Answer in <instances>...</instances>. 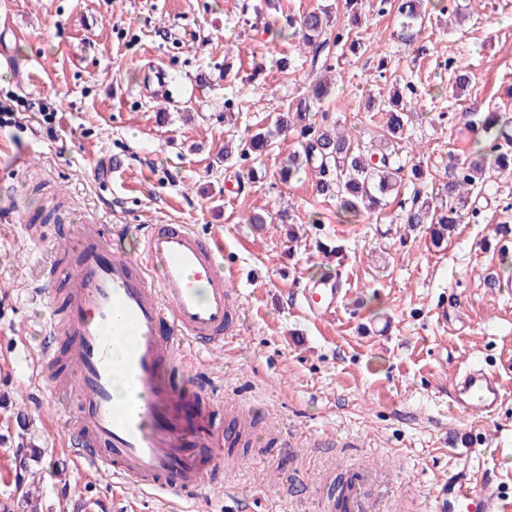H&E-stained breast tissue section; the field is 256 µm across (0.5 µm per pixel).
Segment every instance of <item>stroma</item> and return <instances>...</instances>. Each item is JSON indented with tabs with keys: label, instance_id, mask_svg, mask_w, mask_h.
<instances>
[{
	"label": "stroma",
	"instance_id": "1",
	"mask_svg": "<svg viewBox=\"0 0 512 512\" xmlns=\"http://www.w3.org/2000/svg\"><path fill=\"white\" fill-rule=\"evenodd\" d=\"M325 8L328 37L361 48L301 50L287 17ZM394 5L358 0H0V512H114L112 484L80 470L63 431L79 412L69 390L34 380L51 313L41 293L66 225L188 224L222 233L243 310L235 339L194 366L220 403L253 408L269 434L226 448L231 471L192 512H335L327 482L370 473L376 512H439L436 493L467 474L512 499V171L474 191L478 218L442 247L408 229L411 175L368 217L345 218L317 195L315 174L278 171L297 129L266 154L228 162L224 145L273 123L305 85L330 77L320 108L355 143H379L369 108L413 88L422 119L396 144L441 190L475 148L473 113L512 115V0H441L418 41L399 39ZM461 61L459 90L447 67ZM163 69L170 93L150 81ZM287 211L286 223H247ZM340 277L334 317L298 309L310 278ZM500 372L490 416L452 406L466 364ZM288 433L293 452L278 444ZM40 459L19 468L22 445Z\"/></svg>",
	"mask_w": 512,
	"mask_h": 512
}]
</instances>
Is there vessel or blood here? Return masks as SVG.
<instances>
[{"label":"vessel or blood","instance_id":"1","mask_svg":"<svg viewBox=\"0 0 512 512\" xmlns=\"http://www.w3.org/2000/svg\"><path fill=\"white\" fill-rule=\"evenodd\" d=\"M140 252L112 251L102 225L73 224L55 250H71L65 271L50 270L44 285L67 290L66 329L49 320L46 336L71 338V389L80 405L78 425L65 437L76 462L121 490L139 487L176 504L216 482L224 467L222 433L193 392L166 376L184 354L223 350L233 337L241 297L232 267H219L224 237L199 234L186 224H145ZM339 285L318 281L305 288L301 306L327 318L338 309ZM121 344L113 355V344ZM126 401L113 394L116 381ZM455 402L465 412L491 414L504 392L495 369L470 365L457 376ZM443 512H512L491 491L478 493L470 479L442 486Z\"/></svg>","mask_w":512,"mask_h":512}]
</instances>
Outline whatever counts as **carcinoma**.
Listing matches in <instances>:
<instances>
[{"instance_id": "obj_1", "label": "carcinoma", "mask_w": 512, "mask_h": 512, "mask_svg": "<svg viewBox=\"0 0 512 512\" xmlns=\"http://www.w3.org/2000/svg\"><path fill=\"white\" fill-rule=\"evenodd\" d=\"M423 0H398L397 13L405 19L401 39L411 41L421 32ZM329 26L325 10L308 12L299 21L288 18V28L299 37V44L320 49L321 37ZM328 96L326 85H310L307 94L295 100L287 111L278 114L274 127L258 132L244 143L238 157L260 155L270 149L278 132L296 126L300 130L299 148L292 152L279 169V178L286 182L300 167L307 166L317 175L316 194L334 196L344 215L359 216L379 208L382 198L399 187L406 161L393 150V142L406 133L410 115L416 109L402 105L390 109L386 116V142L364 152L354 144V139L337 126H322L310 119L315 104ZM477 150L475 156L460 167L453 168L445 192L448 202L435 204L428 195L415 194L404 221L411 226L428 225L434 246L447 241L455 225L461 223V204L469 190L484 184L493 173L512 168V120L499 112H482L473 122Z\"/></svg>"}]
</instances>
